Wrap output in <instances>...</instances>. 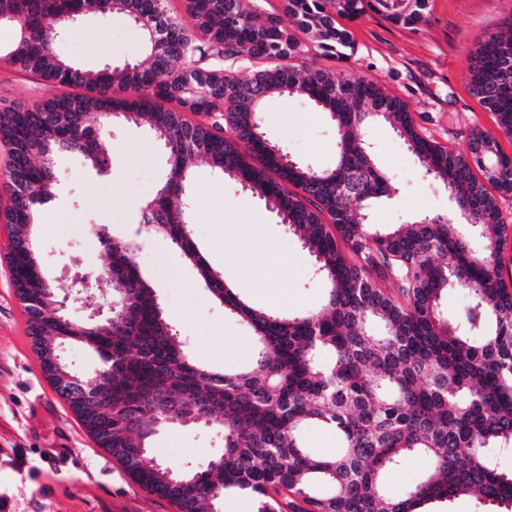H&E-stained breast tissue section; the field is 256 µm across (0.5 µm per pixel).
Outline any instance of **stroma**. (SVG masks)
<instances>
[{
	"label": "stroma",
	"mask_w": 512,
	"mask_h": 512,
	"mask_svg": "<svg viewBox=\"0 0 512 512\" xmlns=\"http://www.w3.org/2000/svg\"><path fill=\"white\" fill-rule=\"evenodd\" d=\"M512 27V0H429L427 23L402 27L379 14L349 23L355 53L349 67L408 104L422 135L465 148L473 130L495 136L512 157V137L470 90V69L480 39ZM141 33L110 14L79 18L62 37L59 53L87 70L141 59ZM47 93L33 75L0 62V102L31 105ZM266 137L292 159L325 169L336 163V127L327 114L298 97H274L263 107ZM378 165L393 187L370 212L374 224H400L451 209L444 187L427 176L385 125L367 130ZM112 160L99 179L82 156L65 153L57 168L59 207H46L36 239L46 275L69 289L75 271L107 266V245L90 233L104 225L109 243L134 242L136 262L155 289L191 357L216 371L253 367L249 329L226 314L204 289L196 268L160 236L146 235L140 207L168 173L166 155L147 126L114 122L108 136ZM192 232L210 264L242 297L252 251L265 248L279 262L272 275L282 290L262 309L295 313L317 307L324 286L299 239L248 190L205 160L193 168ZM8 230L0 224V512H176L149 493L89 436L45 378L28 332V315L15 295L6 258ZM153 459L175 470H198L221 453L216 429L201 424L162 426L150 440Z\"/></svg>",
	"instance_id": "35a3bbf8"
}]
</instances>
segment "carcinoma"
Returning <instances> with one entry per match:
<instances>
[{
  "label": "carcinoma",
  "instance_id": "carcinoma-1",
  "mask_svg": "<svg viewBox=\"0 0 512 512\" xmlns=\"http://www.w3.org/2000/svg\"><path fill=\"white\" fill-rule=\"evenodd\" d=\"M428 0H283L280 15L257 13V0H186L185 23L165 0H83V14L121 15L143 31L145 60L83 70L57 51L65 0H0L14 30L0 62L39 77L48 88L28 107L0 110V141L9 162L0 175L10 193L0 211L13 241L32 236L39 207L59 196L60 154L81 155L100 176L112 112L145 123L161 141L169 174L141 208L148 233L161 235L193 263L210 296L245 322L255 338L251 371H214L193 361L134 251L112 244L97 288L123 302L108 355L87 322L68 317L57 288L38 279L26 253L8 255L19 293L47 297L36 336L59 349L80 343L112 369L85 377L96 399L83 412L96 420L103 449L147 491L178 512H219L229 492H245L254 512H418L424 505L470 495L512 512V471L497 455L512 448V276L504 254L512 239L500 199L512 195V157L481 130L467 149L423 137L407 103L347 70L303 68L316 55L347 61L351 33L339 23L372 11L406 27L427 21ZM169 38L155 49L148 28ZM253 66L240 79L237 62ZM471 91L512 136V29L479 43ZM300 97L336 124V166L322 170L280 152L262 130V105ZM196 120L190 121L185 113ZM387 123L422 170L454 203L448 213L380 226L362 211L389 196L366 128ZM202 158L238 182L299 237L326 285L320 307L293 314L258 309L224 284L192 235L190 169ZM474 235L480 250L470 247ZM387 284L382 290L378 282ZM450 290L467 305L441 309ZM167 410L182 423L220 429L223 453L201 471L149 464L154 420ZM321 426L341 447L312 455L305 432ZM424 454L430 470L400 498L384 485L387 471Z\"/></svg>",
  "mask_w": 512,
  "mask_h": 512
}]
</instances>
